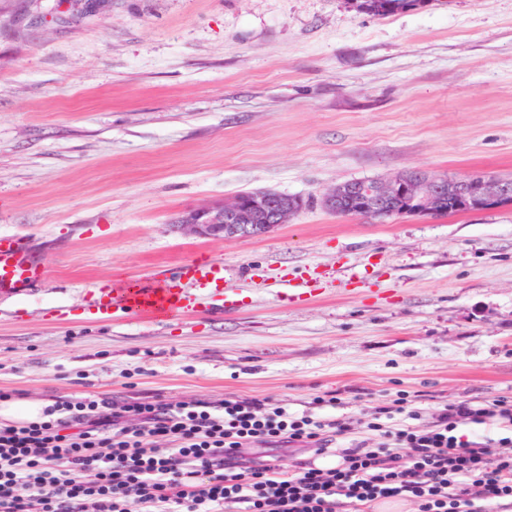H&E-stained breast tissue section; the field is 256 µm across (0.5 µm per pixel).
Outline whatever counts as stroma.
<instances>
[{"label":"stroma","mask_w":512,"mask_h":512,"mask_svg":"<svg viewBox=\"0 0 512 512\" xmlns=\"http://www.w3.org/2000/svg\"><path fill=\"white\" fill-rule=\"evenodd\" d=\"M411 170L512 178V0L386 17L348 0H0V235L48 270L0 296V395L268 399L350 423L348 444L401 396L426 421L512 397V208L322 204ZM261 188L304 206L257 239L174 227ZM200 253L238 309L86 315L94 285ZM287 272L317 296L280 301Z\"/></svg>","instance_id":"1"}]
</instances>
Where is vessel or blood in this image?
Instances as JSON below:
<instances>
[{
	"label": "vessel or blood",
	"instance_id": "1",
	"mask_svg": "<svg viewBox=\"0 0 512 512\" xmlns=\"http://www.w3.org/2000/svg\"><path fill=\"white\" fill-rule=\"evenodd\" d=\"M43 263L29 254L16 237L0 235V292L19 293L43 280ZM278 295L297 300L311 293L310 282L282 277L275 285ZM87 310L100 321L131 315L143 322L164 321L193 313L200 307L231 311L240 301L224 284V263L206 257L181 263L176 270L155 269L144 278L106 284L87 293Z\"/></svg>",
	"mask_w": 512,
	"mask_h": 512
}]
</instances>
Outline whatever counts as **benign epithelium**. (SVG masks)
<instances>
[{"mask_svg":"<svg viewBox=\"0 0 512 512\" xmlns=\"http://www.w3.org/2000/svg\"><path fill=\"white\" fill-rule=\"evenodd\" d=\"M350 201L363 217L408 213L440 215L448 202L464 212L512 208V180L483 174L464 177L431 176L415 171L384 181L341 183L323 198L333 213ZM303 207V200L271 190L242 192L229 201L191 209L176 227L211 240L260 238L282 225Z\"/></svg>","mask_w":512,"mask_h":512,"instance_id":"1","label":"benign epithelium"}]
</instances>
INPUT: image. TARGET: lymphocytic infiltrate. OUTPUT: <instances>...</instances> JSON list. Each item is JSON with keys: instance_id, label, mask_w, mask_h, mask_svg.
Segmentation results:
<instances>
[{"instance_id": "f902f5d3", "label": "lymphocytic infiltrate", "mask_w": 512, "mask_h": 512, "mask_svg": "<svg viewBox=\"0 0 512 512\" xmlns=\"http://www.w3.org/2000/svg\"><path fill=\"white\" fill-rule=\"evenodd\" d=\"M44 422L0 423V512H337L390 500L417 512H512V398L446 404L428 423L406 399L378 408L368 438L330 468L291 475L251 456L269 449L328 453L349 423L257 400L171 405L62 397ZM462 425H493L466 439ZM171 445H156L157 437Z\"/></svg>"}]
</instances>
